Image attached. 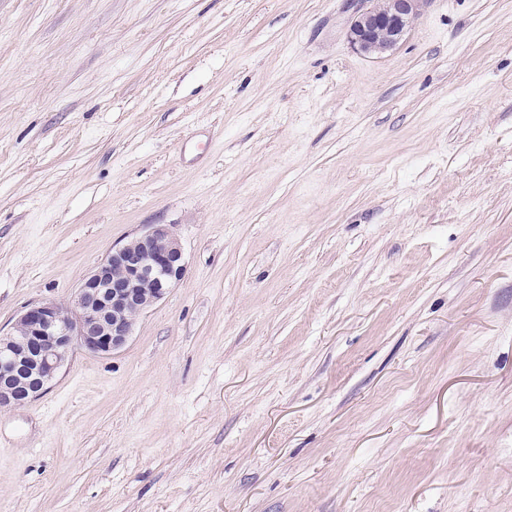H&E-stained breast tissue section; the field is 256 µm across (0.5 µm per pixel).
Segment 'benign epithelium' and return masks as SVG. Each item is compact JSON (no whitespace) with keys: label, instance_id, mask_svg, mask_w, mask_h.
<instances>
[{"label":"benign epithelium","instance_id":"1","mask_svg":"<svg viewBox=\"0 0 512 512\" xmlns=\"http://www.w3.org/2000/svg\"><path fill=\"white\" fill-rule=\"evenodd\" d=\"M423 0H359L349 23L350 45L383 54L398 44ZM186 271L183 248L170 226L147 231L112 251L82 281L70 305L24 308L13 331L0 336V409L42 395L76 349L110 355L132 335L136 317L162 300Z\"/></svg>","mask_w":512,"mask_h":512}]
</instances>
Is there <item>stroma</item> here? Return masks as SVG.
<instances>
[{"label": "stroma", "instance_id": "1", "mask_svg": "<svg viewBox=\"0 0 512 512\" xmlns=\"http://www.w3.org/2000/svg\"><path fill=\"white\" fill-rule=\"evenodd\" d=\"M0 0V335L171 225L111 355L0 410V512H512V0ZM424 0H359L349 23L350 45L364 54H383L398 44Z\"/></svg>", "mask_w": 512, "mask_h": 512}]
</instances>
